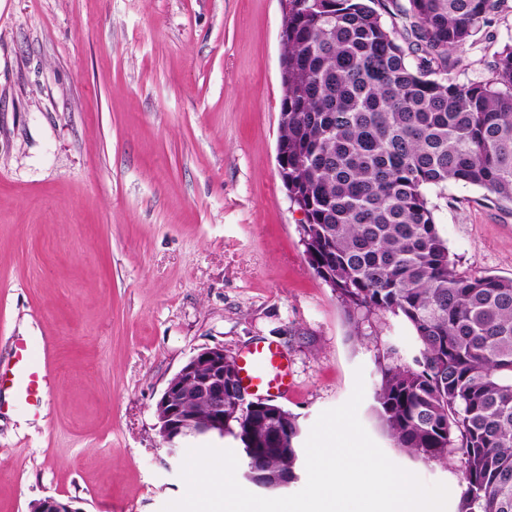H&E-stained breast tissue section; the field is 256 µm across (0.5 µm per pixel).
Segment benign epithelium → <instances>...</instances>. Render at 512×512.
<instances>
[{
  "instance_id": "obj_1",
  "label": "benign epithelium",
  "mask_w": 512,
  "mask_h": 512,
  "mask_svg": "<svg viewBox=\"0 0 512 512\" xmlns=\"http://www.w3.org/2000/svg\"><path fill=\"white\" fill-rule=\"evenodd\" d=\"M228 355L224 347H205L194 354L168 381L155 406L158 435L168 454H176L180 445L200 437L224 438L227 418L224 414L225 389L235 395L237 411L247 413L264 412L278 404L269 398L247 399L239 373L232 374L230 383H225L224 363ZM204 400L210 408L209 417L199 421L186 411L191 401ZM31 512H83L69 500L48 496L31 505Z\"/></svg>"
}]
</instances>
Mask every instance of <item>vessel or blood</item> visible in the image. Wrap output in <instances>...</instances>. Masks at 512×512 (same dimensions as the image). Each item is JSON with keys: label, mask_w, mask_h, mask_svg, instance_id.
Segmentation results:
<instances>
[{"label": "vessel or blood", "mask_w": 512, "mask_h": 512, "mask_svg": "<svg viewBox=\"0 0 512 512\" xmlns=\"http://www.w3.org/2000/svg\"><path fill=\"white\" fill-rule=\"evenodd\" d=\"M10 367L0 366V392L11 390L32 405L43 403L55 383L46 342H17ZM241 381L247 390L277 397L288 391V356L276 344L250 345L238 363Z\"/></svg>", "instance_id": "1"}]
</instances>
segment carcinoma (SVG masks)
Segmentation results:
<instances>
[{
	"mask_svg": "<svg viewBox=\"0 0 512 512\" xmlns=\"http://www.w3.org/2000/svg\"><path fill=\"white\" fill-rule=\"evenodd\" d=\"M498 2L288 0L283 21L277 154L309 265L353 329L382 312L412 332L418 355L381 369L375 411L410 456L461 455L458 512H512V279L457 272L427 190L512 204V45L486 80L448 77ZM224 414L251 473L294 479L296 416H239L228 394Z\"/></svg>",
	"mask_w": 512,
	"mask_h": 512,
	"instance_id": "obj_1",
	"label": "carcinoma"
}]
</instances>
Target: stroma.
<instances>
[{
    "label": "stroma",
    "instance_id": "obj_1",
    "mask_svg": "<svg viewBox=\"0 0 512 512\" xmlns=\"http://www.w3.org/2000/svg\"><path fill=\"white\" fill-rule=\"evenodd\" d=\"M282 26L280 0H0V361L44 338L56 373L34 414L0 415V512H161L185 493L156 428L167 382L259 340L288 354L301 438L363 379L369 436L457 512L460 455L409 456L373 410L410 331H352L308 263L277 163ZM507 44L500 0L451 78L487 79ZM428 199L459 273L512 278L511 205L453 181Z\"/></svg>",
    "mask_w": 512,
    "mask_h": 512
}]
</instances>
